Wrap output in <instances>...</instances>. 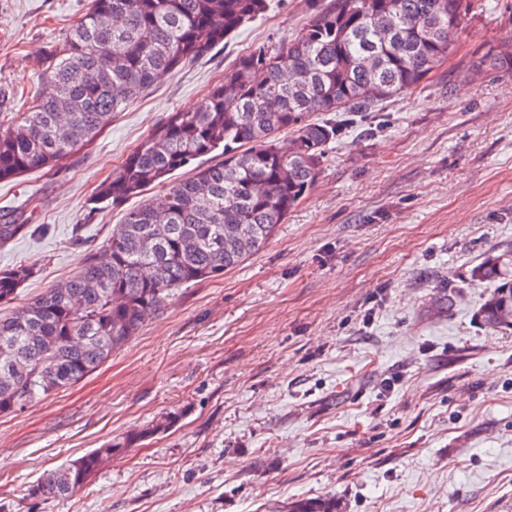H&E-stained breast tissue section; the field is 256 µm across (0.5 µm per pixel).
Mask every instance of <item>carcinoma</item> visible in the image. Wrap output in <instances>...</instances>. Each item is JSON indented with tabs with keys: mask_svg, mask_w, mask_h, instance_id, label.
<instances>
[{
	"mask_svg": "<svg viewBox=\"0 0 512 512\" xmlns=\"http://www.w3.org/2000/svg\"><path fill=\"white\" fill-rule=\"evenodd\" d=\"M270 0H89L84 18L42 51L47 87L0 123V180L52 168L98 136L163 73L220 46ZM332 0L288 44L238 56L224 82L192 112H172L133 151L94 201L114 205L166 184L158 203L124 213L81 270L31 302L16 303L35 272L0 269V415L64 390L132 340L174 292L219 278L258 253L311 191L339 126L317 112H370L415 88L452 53L473 0ZM282 132L289 138L279 140ZM194 174L171 181L175 172ZM25 229L0 214V242ZM496 284L480 314L512 327V253L472 269ZM178 414L45 472L28 489L42 499L80 491L104 466ZM288 512H336L331 498L301 499Z\"/></svg>",
	"mask_w": 512,
	"mask_h": 512,
	"instance_id": "1",
	"label": "carcinoma"
}]
</instances>
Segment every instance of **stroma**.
<instances>
[{"instance_id": "1", "label": "stroma", "mask_w": 512, "mask_h": 512, "mask_svg": "<svg viewBox=\"0 0 512 512\" xmlns=\"http://www.w3.org/2000/svg\"><path fill=\"white\" fill-rule=\"evenodd\" d=\"M88 0H0V102L43 88L40 51ZM272 0L223 47L161 76L62 167L0 181L27 229L0 267L36 262L20 301L74 274L124 205L97 186L172 112L197 108L235 58L295 38L318 5ZM415 89L343 121L309 195L257 254L179 289L69 389L0 415V512H512V328L479 314L471 277L512 251V71L481 56L512 31L482 0ZM170 412L74 495L44 472ZM288 512H336L332 498L301 499L288 504Z\"/></svg>"}]
</instances>
